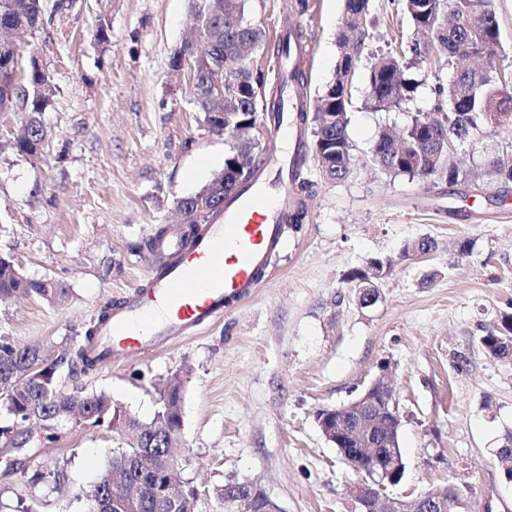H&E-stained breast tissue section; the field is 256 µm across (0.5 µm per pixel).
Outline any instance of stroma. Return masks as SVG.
<instances>
[{"label": "stroma", "mask_w": 512, "mask_h": 512, "mask_svg": "<svg viewBox=\"0 0 512 512\" xmlns=\"http://www.w3.org/2000/svg\"><path fill=\"white\" fill-rule=\"evenodd\" d=\"M345 2L307 0L302 10L297 0H248L266 31L251 64L267 92L276 90L275 48L295 27L310 47L305 74L316 99L336 73ZM102 15L111 26L105 44L94 38ZM364 27L348 110L351 171L326 182L307 156L305 219L283 232L261 288L193 336L60 376L62 394L104 392L148 421L159 386L182 375L175 453L180 479L201 493L200 512H222L214 490L231 480L257 484L281 512H361L358 477L316 414L349 404L382 375L403 416L406 472L393 494L410 501L447 486L460 500L451 512H512V483L496 459L512 433V364L479 343L512 316V189L487 180L473 192L379 170L370 149L380 131L436 113V89L460 61L412 63V97L374 111L370 61L425 36L401 0H369ZM191 35L190 0H73L64 14L46 13L23 44L52 79L42 115L50 138L41 158L24 159L13 148L22 115L0 113V252L68 295L54 306L0 300V336L53 355L83 336L105 307L146 286L160 260L148 241L179 227L177 201L223 170L232 138L209 129L188 79L169 67ZM492 152L512 154V121L456 144L451 159L478 171ZM423 238L435 244L429 255L405 254ZM374 258L391 269L377 304L364 308L346 276ZM16 439L0 447V512H87L86 492L125 445L107 427L72 420L50 431L20 425ZM37 472L44 478L35 483Z\"/></svg>", "instance_id": "1"}]
</instances>
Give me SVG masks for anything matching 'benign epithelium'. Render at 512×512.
<instances>
[{
  "instance_id": "7a95c632",
  "label": "benign epithelium",
  "mask_w": 512,
  "mask_h": 512,
  "mask_svg": "<svg viewBox=\"0 0 512 512\" xmlns=\"http://www.w3.org/2000/svg\"><path fill=\"white\" fill-rule=\"evenodd\" d=\"M239 177L235 159H228L210 192L194 197L197 207L208 209L221 202L225 186L237 183ZM332 413L333 417L318 420V426L325 440L336 444L343 462L359 475L355 497L363 512H447L446 488L429 490L412 501L384 493L386 486L400 483L405 469L396 442L402 415L385 376L371 382L358 399L333 409ZM373 448L382 449L380 462L370 466L361 464V454H368Z\"/></svg>"
}]
</instances>
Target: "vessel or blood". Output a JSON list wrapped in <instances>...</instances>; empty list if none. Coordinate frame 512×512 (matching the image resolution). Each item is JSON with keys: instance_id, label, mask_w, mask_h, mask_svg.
<instances>
[{"instance_id": "b4317fda", "label": "vessel or blood", "mask_w": 512, "mask_h": 512, "mask_svg": "<svg viewBox=\"0 0 512 512\" xmlns=\"http://www.w3.org/2000/svg\"><path fill=\"white\" fill-rule=\"evenodd\" d=\"M305 97L304 89L286 87L275 140L299 144L294 114ZM291 166L286 154L272 153L265 174L228 197L192 241L176 233L157 244L163 259L151 271L149 288L108 312L99 324L97 352L118 361L128 352L191 335L221 317L227 301L258 288L260 272L281 242V215L293 200Z\"/></svg>"}]
</instances>
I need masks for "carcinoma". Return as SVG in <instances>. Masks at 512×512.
I'll return each mask as SVG.
<instances>
[{"label":"carcinoma","mask_w":512,"mask_h":512,"mask_svg":"<svg viewBox=\"0 0 512 512\" xmlns=\"http://www.w3.org/2000/svg\"><path fill=\"white\" fill-rule=\"evenodd\" d=\"M404 9L415 27L431 31L443 46L448 57L459 56L464 50L493 64L499 55V25L493 0H455L448 8L444 0H404ZM45 0H0V29L6 36L0 39V112H18L24 115V133L15 140L18 155L37 158L44 151L49 135L41 115L50 103L52 80L34 57H25L23 41L41 29L45 16ZM194 16L201 20L197 32V47L182 44L170 57V68L175 71L185 58L195 64L193 102L210 128L225 135H237L239 129L224 130V113L261 110L269 117H280L277 96L269 98L253 90L265 85L264 75L253 71L250 63L238 68L230 63L237 52H246L266 43L265 32L247 14L246 0H193ZM363 33L351 24L339 27L337 42L350 47L360 42ZM346 58L338 62L335 78L316 98L314 127L319 129L328 147L336 149L331 167L322 170L329 181H339L349 174L353 157L347 132L348 107L351 103L348 84L340 82V72L349 70ZM455 83L439 87L438 94L448 103V112L441 117L416 113L394 136L386 130L379 133L372 146V155L384 169L412 178H437L450 185L472 181L470 172L456 165L441 166L440 145L452 135L459 141L482 136L500 116L512 114V85L509 75H488L483 83L475 85L472 72L464 69L454 73ZM224 82L226 101L216 102L211 96L213 81ZM414 87L404 77L402 56L387 55L378 58L369 69L368 97L377 111H388L409 99ZM231 155L237 157L240 171L248 183L260 168L262 150L254 142L237 144ZM489 174L506 185L512 182V164L504 156L491 155L487 161ZM184 223L195 234L199 225L207 223L211 213L182 206ZM387 273L388 263L373 259L365 269L350 272L348 282L356 290L378 287L372 276L374 269ZM23 293L50 304L66 298L67 289L53 280H32L23 276L11 255L0 253V298ZM96 330L91 328L82 340L48 360L39 345L19 346L0 338V408L6 419L0 424V445L14 444V430L28 415L40 417L43 427L53 429L60 421L73 418L86 427H101L126 436L127 449L112 459L102 480L88 492V512H118V502L134 493L139 499V512H199L198 493L194 485L182 482L174 504H169L157 493L167 473L165 448L166 431L183 424V376L168 381L159 391L160 407L154 418L142 422L127 412L104 393H76L63 396L57 389L60 369L67 368L73 375L86 374L102 361L91 355ZM512 339V316L501 321V328L480 338L485 351L492 357L499 355L504 342Z\"/></svg>","instance_id":"cac0c4a2"}]
</instances>
